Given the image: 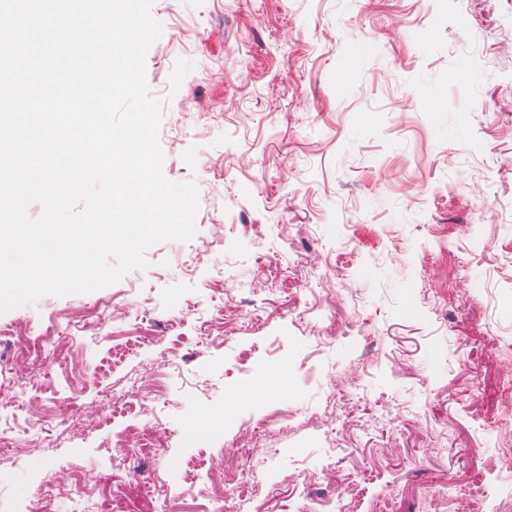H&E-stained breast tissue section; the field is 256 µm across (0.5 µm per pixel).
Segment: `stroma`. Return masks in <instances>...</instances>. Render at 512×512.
<instances>
[{
	"instance_id": "35a3bbf8",
	"label": "stroma",
	"mask_w": 512,
	"mask_h": 512,
	"mask_svg": "<svg viewBox=\"0 0 512 512\" xmlns=\"http://www.w3.org/2000/svg\"><path fill=\"white\" fill-rule=\"evenodd\" d=\"M151 12L162 171L197 185L196 233L152 246L148 268L115 284L0 313V357L8 335L35 340L54 322L75 338L51 377L10 380L0 500L25 504L52 476L66 512L84 468L101 477L99 512H114L121 482L153 474L168 481L167 512H197L191 482L249 442L247 423L288 408L310 421L276 425L257 512H331V425L358 512H457L473 486L512 512V482L486 463L488 423L512 421V379L488 388L512 366V0H154ZM205 241L212 256L194 263ZM306 261L334 270L344 296L328 346L317 314L297 318L306 283L273 278ZM257 284L263 325L236 320L209 345L199 327L225 289L244 298ZM130 372L162 389L175 435L159 455L112 466L119 434L149 422L135 396L79 432L47 422L30 447L29 411L56 408L74 377L82 403L108 405Z\"/></svg>"
}]
</instances>
